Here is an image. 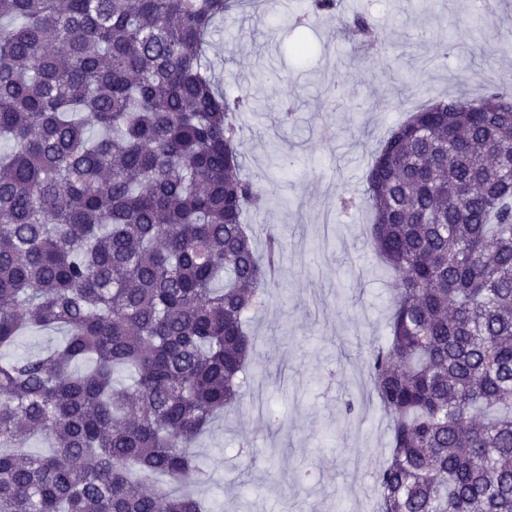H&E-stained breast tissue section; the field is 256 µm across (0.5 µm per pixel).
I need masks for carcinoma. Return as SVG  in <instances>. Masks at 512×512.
Here are the masks:
<instances>
[{
  "label": "carcinoma",
  "instance_id": "obj_1",
  "mask_svg": "<svg viewBox=\"0 0 512 512\" xmlns=\"http://www.w3.org/2000/svg\"><path fill=\"white\" fill-rule=\"evenodd\" d=\"M232 7L0 0V512H212L181 491L206 479L190 444L244 397L246 315L286 249L254 246L249 100L205 62ZM507 99L417 110L366 174L396 280L368 362L392 422L378 512H512V112L486 111ZM46 329L64 343L9 354Z\"/></svg>",
  "mask_w": 512,
  "mask_h": 512
}]
</instances>
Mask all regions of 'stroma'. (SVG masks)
<instances>
[{
  "mask_svg": "<svg viewBox=\"0 0 512 512\" xmlns=\"http://www.w3.org/2000/svg\"><path fill=\"white\" fill-rule=\"evenodd\" d=\"M372 35L304 18L302 0H244L211 35L208 61L228 96L249 94L239 151L273 180L249 223L286 251L248 331L256 355L241 403L197 442L214 512H375L390 423L369 395L367 359L384 345L393 279L370 260L362 198L373 155L410 112L459 93L512 95V18L498 0H339ZM309 47L306 55L295 44ZM311 471L308 481L297 478Z\"/></svg>",
  "mask_w": 512,
  "mask_h": 512,
  "instance_id": "stroma-1",
  "label": "stroma"
}]
</instances>
